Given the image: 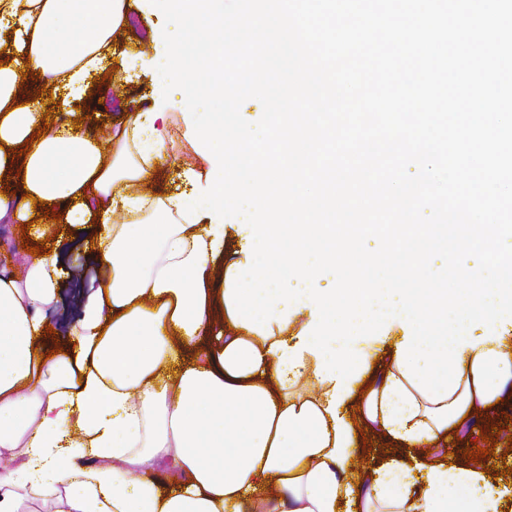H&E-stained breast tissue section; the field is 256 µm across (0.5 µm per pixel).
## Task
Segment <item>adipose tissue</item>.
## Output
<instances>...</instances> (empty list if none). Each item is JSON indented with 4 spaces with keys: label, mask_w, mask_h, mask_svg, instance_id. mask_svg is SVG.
<instances>
[{
    "label": "adipose tissue",
    "mask_w": 512,
    "mask_h": 512,
    "mask_svg": "<svg viewBox=\"0 0 512 512\" xmlns=\"http://www.w3.org/2000/svg\"><path fill=\"white\" fill-rule=\"evenodd\" d=\"M137 0H0V224H22L41 253L0 268V512H504L492 470L443 452L512 383V331L464 348L456 392L427 402L403 377L400 325L360 343L385 359L380 381L352 383L329 413L333 381L317 360L278 376V343L296 347L300 309L271 338L230 318L226 257L236 227L188 224L184 172L153 184L176 140L168 117L134 137L126 100L106 138L96 112H72L98 75L126 74L115 46ZM63 120L46 123L48 109ZM79 235L104 275L65 336L49 334L61 246ZM351 431L329 453L335 420ZM374 430L364 443L359 425ZM376 460L369 480L359 453Z\"/></svg>",
    "instance_id": "ef3b65f1"
}]
</instances>
